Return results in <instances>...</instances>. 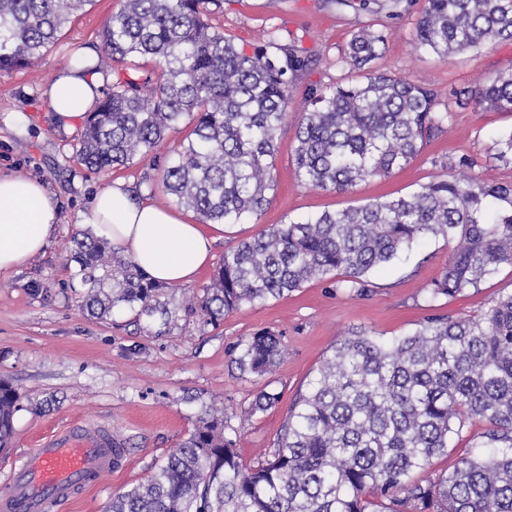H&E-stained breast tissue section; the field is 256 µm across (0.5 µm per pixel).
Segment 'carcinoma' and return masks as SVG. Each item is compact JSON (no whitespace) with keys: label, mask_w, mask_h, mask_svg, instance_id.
Segmentation results:
<instances>
[{"label":"carcinoma","mask_w":512,"mask_h":512,"mask_svg":"<svg viewBox=\"0 0 512 512\" xmlns=\"http://www.w3.org/2000/svg\"><path fill=\"white\" fill-rule=\"evenodd\" d=\"M94 0H0V70L34 64ZM396 18L414 0H332ZM224 0H120L101 33L93 70L112 85L92 112L78 159L92 171L130 163L160 147L184 119L194 127L162 171L164 188L204 223L240 224L270 204L278 132L294 86L319 57L272 32L251 52L213 23ZM418 45L441 62L496 41H512V0H425ZM386 36L362 29L336 65L358 80L309 83L298 121L294 167L304 186L346 193L409 164L457 109L512 112V71L455 88L444 109L403 76L378 72ZM150 58L153 73H136ZM494 159L512 160V130ZM440 174L410 194L269 224L224 252L190 311L216 321L244 303L281 298L334 273L336 287L364 292L368 273L415 242L454 243L428 298L477 289L512 268V182L464 174L466 156L434 161ZM70 261L91 313L124 306L168 314L162 285L117 255L110 241L75 237ZM244 373L262 376L281 356L279 338L259 331L232 350ZM259 392L249 414L276 406ZM17 393L0 383V450L13 432ZM467 419L489 424L484 451L426 480L412 474L448 454ZM212 416L170 453L145 484L113 496L109 512H512V292L477 319L434 315L389 343L352 331L330 347L307 393L291 404L275 448L241 461Z\"/></svg>","instance_id":"carcinoma-1"}]
</instances>
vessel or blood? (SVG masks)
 Segmentation results:
<instances>
[{
	"instance_id": "1",
	"label": "vessel or blood",
	"mask_w": 512,
	"mask_h": 512,
	"mask_svg": "<svg viewBox=\"0 0 512 512\" xmlns=\"http://www.w3.org/2000/svg\"><path fill=\"white\" fill-rule=\"evenodd\" d=\"M120 454L111 425H68L20 456L0 512H49L111 476Z\"/></svg>"
}]
</instances>
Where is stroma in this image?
I'll list each match as a JSON object with an SVG mask.
<instances>
[{"label":"stroma","instance_id":"obj_1","mask_svg":"<svg viewBox=\"0 0 512 512\" xmlns=\"http://www.w3.org/2000/svg\"><path fill=\"white\" fill-rule=\"evenodd\" d=\"M118 0H95L71 23L32 66L0 72V173L42 180L58 205L61 222L49 246L20 268L0 275V382L17 394L13 434L0 451V489L5 488L18 456L50 428L71 421L105 422L122 448V466L78 503L56 512H107L114 495L146 483L166 456L211 415L224 416L230 437L245 464L256 462L275 446L295 397L306 392L325 353L342 334L363 330L390 341L418 329L432 314L456 319L482 314L501 294L512 291V269L502 268L478 289L429 304L427 288L448 259L450 243L430 238L385 269L369 274L361 294L336 286L335 278L311 281L279 300L245 304L224 319L186 311L190 297L201 294L226 250L287 219H303L325 210L359 206L382 197L407 194L437 174V160L462 155L474 162V176L512 182V163L494 159L500 131L512 128V112L454 113L444 131L428 142L411 164L385 179L358 183L337 194L301 186L293 165L295 125L304 103V85L292 92L288 120L278 136L271 203L258 217L228 224L214 244L212 259L196 280L162 289L168 320L116 310L105 316L83 306V290L68 259L72 238L97 191L124 182L136 198L181 210L161 182V169L174 148L190 133L191 122L167 132L158 151L136 156L124 167L91 171L80 164V130L64 131L53 119L46 95L55 75L73 56L99 54V33ZM421 11L387 18L339 7L330 0H226L224 33L252 50L270 31L298 39L320 61L310 81L328 84L345 78L335 60L354 32L384 30L387 41L376 66L432 90L446 103L451 89L475 86L482 78L512 69V43L497 42L471 49L444 63L419 49L415 23ZM27 116L24 131L5 124L12 113ZM261 330L279 335L284 348L273 370L257 376L241 373L230 349ZM279 393L273 408L248 416L260 391ZM487 423L470 419L454 436L446 455L435 457L424 477L452 470L459 458L478 454Z\"/></svg>","mask_w":512,"mask_h":512}]
</instances>
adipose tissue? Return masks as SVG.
<instances>
[{
	"instance_id": "adipose-tissue-1",
	"label": "adipose tissue",
	"mask_w": 512,
	"mask_h": 512,
	"mask_svg": "<svg viewBox=\"0 0 512 512\" xmlns=\"http://www.w3.org/2000/svg\"><path fill=\"white\" fill-rule=\"evenodd\" d=\"M101 77L70 63L47 91L63 129L75 127L99 97ZM90 223L101 225L152 280L179 286L194 281L212 257L214 238L176 212L131 196L116 182L94 197ZM60 212L37 179L0 175V273L20 267L49 244Z\"/></svg>"
}]
</instances>
